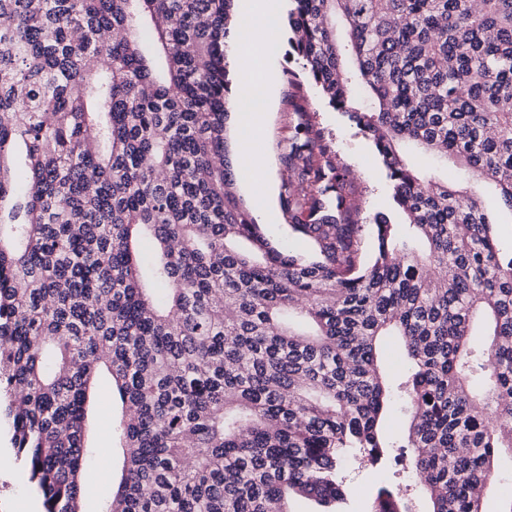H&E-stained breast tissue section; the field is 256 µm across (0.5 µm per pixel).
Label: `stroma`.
<instances>
[{
	"mask_svg": "<svg viewBox=\"0 0 512 512\" xmlns=\"http://www.w3.org/2000/svg\"><path fill=\"white\" fill-rule=\"evenodd\" d=\"M274 101L265 130L255 143L256 150L268 159L261 175H246L237 190L246 204H253L256 195L265 193L273 208L281 206V192L288 176L282 160V141L288 134V116L294 109L305 111L317 126L324 129L338 161L351 172L356 198L360 204L361 223H370L374 214L391 215L400 221L392 199L387 173L373 146L366 141L347 117L334 110L319 90L301 70L298 56L291 45L289 27H282L268 53ZM293 70L303 83L300 94H292L286 71ZM121 415V408L112 398V383L108 375H100L96 394L88 409L87 432L95 452L83 472L84 512H99V502L112 488V476L121 465V455L112 437V423ZM350 490L349 512H370L377 487L385 482L384 474L368 467L349 463L345 472ZM37 497L23 465L11 462L0 471V512H33Z\"/></svg>",
	"mask_w": 512,
	"mask_h": 512,
	"instance_id": "35a3bbf8",
	"label": "stroma"
}]
</instances>
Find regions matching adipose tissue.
<instances>
[{"label":"adipose tissue","mask_w":512,"mask_h":512,"mask_svg":"<svg viewBox=\"0 0 512 512\" xmlns=\"http://www.w3.org/2000/svg\"><path fill=\"white\" fill-rule=\"evenodd\" d=\"M267 44L254 47L246 80L239 84L236 93L240 106L235 114L238 138L234 146L237 165L246 172H259L264 167V160L255 150V140L262 128L263 112L254 108L255 103L266 101L267 85Z\"/></svg>","instance_id":"1"}]
</instances>
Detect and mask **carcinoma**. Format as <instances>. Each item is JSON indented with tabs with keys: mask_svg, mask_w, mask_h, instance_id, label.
Segmentation results:
<instances>
[{
	"mask_svg": "<svg viewBox=\"0 0 512 512\" xmlns=\"http://www.w3.org/2000/svg\"><path fill=\"white\" fill-rule=\"evenodd\" d=\"M294 2L302 68L374 145L403 217L363 238L348 169L297 110L282 200L310 253L237 193L235 0H0V399L44 512H83L102 370L123 464L101 512H348L351 458L415 478L372 512H421L420 487L426 512H484L512 453V248L407 155L512 212V0ZM385 336L409 363L395 385ZM398 399L402 437L383 427Z\"/></svg>",
	"mask_w": 512,
	"mask_h": 512,
	"instance_id": "1",
	"label": "carcinoma"
}]
</instances>
